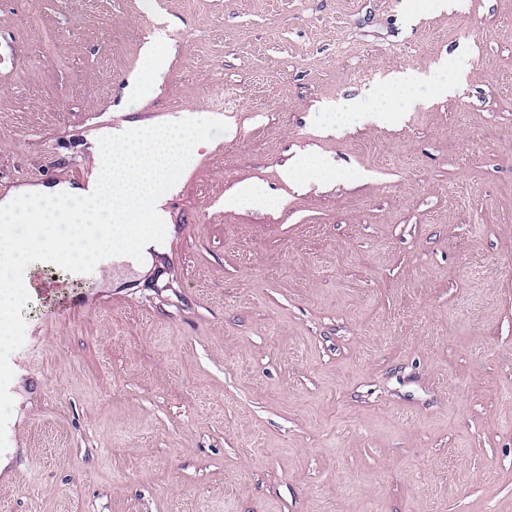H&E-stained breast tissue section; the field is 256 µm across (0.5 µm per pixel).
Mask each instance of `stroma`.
<instances>
[{"mask_svg":"<svg viewBox=\"0 0 512 512\" xmlns=\"http://www.w3.org/2000/svg\"><path fill=\"white\" fill-rule=\"evenodd\" d=\"M456 3L0 0V196L86 184L106 128L236 130L142 261L22 309L0 512H512V0ZM459 51L448 95L325 130ZM300 155L338 177L284 180ZM244 181L268 203L225 208ZM166 42L165 33L160 31L147 43L144 48L145 61L142 73L127 87L129 96L148 99L154 95L161 75L167 69ZM367 98H369L367 95H358L347 99H341L333 105L334 112L331 113L336 117V121L349 123L350 120L358 114V112H361L364 109Z\"/></svg>","mask_w":512,"mask_h":512,"instance_id":"stroma-1","label":"stroma"}]
</instances>
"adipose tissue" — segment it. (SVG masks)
I'll use <instances>...</instances> for the list:
<instances>
[{
    "label": "adipose tissue",
    "instance_id": "1",
    "mask_svg": "<svg viewBox=\"0 0 512 512\" xmlns=\"http://www.w3.org/2000/svg\"><path fill=\"white\" fill-rule=\"evenodd\" d=\"M145 61L141 74L127 88L129 96L147 99L154 95L162 74L167 69L168 56L164 32H157L144 48ZM466 58L464 54L452 53L436 69L429 72L410 70L395 76L378 91L380 106L377 118L383 122L395 121L401 103L411 90L425 85L436 94L444 95L452 90L456 78L460 75Z\"/></svg>",
    "mask_w": 512,
    "mask_h": 512
}]
</instances>
